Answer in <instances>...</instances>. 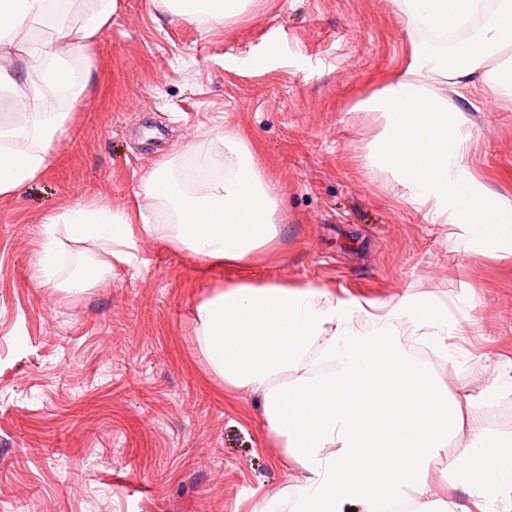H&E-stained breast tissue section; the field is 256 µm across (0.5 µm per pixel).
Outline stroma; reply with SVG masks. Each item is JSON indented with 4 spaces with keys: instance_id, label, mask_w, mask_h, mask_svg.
Listing matches in <instances>:
<instances>
[{
    "instance_id": "stroma-1",
    "label": "stroma",
    "mask_w": 512,
    "mask_h": 512,
    "mask_svg": "<svg viewBox=\"0 0 512 512\" xmlns=\"http://www.w3.org/2000/svg\"><path fill=\"white\" fill-rule=\"evenodd\" d=\"M173 0H119L78 44L82 101L66 105L54 161L0 199V512H256L286 505L300 473L261 399L225 387L195 308L224 284L328 288L384 316L414 296L447 313L453 390L483 402L498 365L512 397V252L435 219L401 175L368 158L384 120L358 101L405 69L422 34L397 0H248L215 23ZM461 108L464 165L512 200V101L479 87ZM245 133L280 188L278 235L249 267H208L152 239L73 294L39 283L41 222L62 206L133 207L143 177Z\"/></svg>"
}]
</instances>
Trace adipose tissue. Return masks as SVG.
<instances>
[{
    "label": "adipose tissue",
    "mask_w": 512,
    "mask_h": 512,
    "mask_svg": "<svg viewBox=\"0 0 512 512\" xmlns=\"http://www.w3.org/2000/svg\"><path fill=\"white\" fill-rule=\"evenodd\" d=\"M87 23L72 27L68 10L51 0H0V93L13 110L0 123V198L12 195L51 164V143L63 131L60 98L83 99L88 77L56 69L74 42L92 41L116 9V0H91ZM417 31H463L447 58L428 45L412 49L409 66L393 75L358 110L378 112L385 124L373 149L375 162L404 175L413 197L432 203L452 224H493L512 232V203L484 189L464 167L466 144L451 116L448 97L429 83L465 90L491 87L512 101V75L488 66L512 47V0H399ZM51 19L56 35L37 38L34 27ZM51 67L34 87L18 82L19 68ZM212 163L221 179L201 193L179 196L166 167L142 181L140 201L114 217L110 207L74 205L47 215L37 274L56 285L63 241L87 243L93 257L71 276L69 288H86L112 272L113 257L129 254L138 239L184 249L209 266L248 265L277 235L279 189L253 166V151L240 133L222 136ZM166 203L173 218L152 223L150 211ZM198 338L211 371L225 386L261 395L266 429L304 471L296 483L293 512H375L377 492L392 459L401 478L387 497L409 500L414 512H431L430 486L463 485L475 512H512V435L489 430L483 409L470 396H454L444 373L416 359L410 344L416 325L439 323L437 306L400 299L391 315L376 318L363 306L337 299L327 288L283 282L237 281L196 307ZM428 401L430 417L416 414ZM461 437L456 452L450 438ZM447 455L443 469L433 463Z\"/></svg>",
    "instance_id": "obj_1"
}]
</instances>
